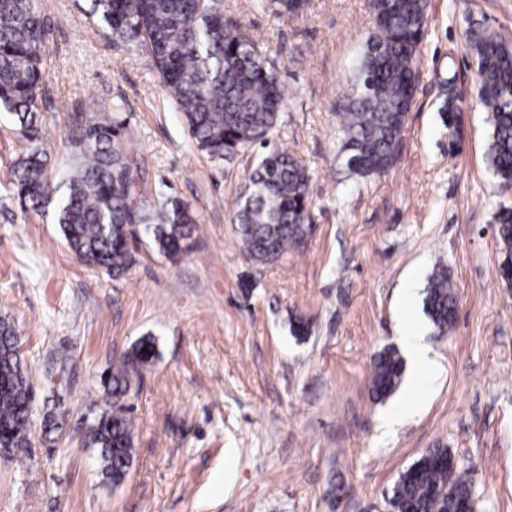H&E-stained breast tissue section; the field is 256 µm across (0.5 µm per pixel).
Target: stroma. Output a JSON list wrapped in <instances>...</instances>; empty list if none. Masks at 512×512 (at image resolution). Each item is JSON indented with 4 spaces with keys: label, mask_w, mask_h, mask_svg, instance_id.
Returning a JSON list of instances; mask_svg holds the SVG:
<instances>
[{
    "label": "stroma",
    "mask_w": 512,
    "mask_h": 512,
    "mask_svg": "<svg viewBox=\"0 0 512 512\" xmlns=\"http://www.w3.org/2000/svg\"><path fill=\"white\" fill-rule=\"evenodd\" d=\"M39 4L53 176L69 166L61 103L95 107L136 140L148 201L178 198L198 225L176 258L144 242L119 278L85 267L52 211L14 199L10 164L24 144L0 112V318L19 336L35 423L28 447L0 454V512H389L398 475L438 446L472 481L476 512H512V288L499 279L492 228L512 192L489 171L464 37L483 21L512 35V0H428L400 158L364 180L338 152L334 105L363 50L371 0H307L295 19L224 0L283 63L290 96L277 142L309 172L303 251L259 268L232 223L256 151L210 160L147 58L91 32L84 0ZM438 262L455 286L453 328L437 335L422 301L413 306L437 372L405 375L378 401L371 366L402 345V285L413 274L427 281ZM297 317L306 338L291 333ZM148 334L157 356L127 400L133 460L115 486L83 434L106 405L102 374ZM55 395L66 414L47 436ZM409 398L418 410L384 427Z\"/></svg>",
    "instance_id": "stroma-1"
}]
</instances>
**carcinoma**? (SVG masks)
<instances>
[{
  "instance_id": "obj_1",
  "label": "carcinoma",
  "mask_w": 512,
  "mask_h": 512,
  "mask_svg": "<svg viewBox=\"0 0 512 512\" xmlns=\"http://www.w3.org/2000/svg\"><path fill=\"white\" fill-rule=\"evenodd\" d=\"M91 30L145 54L197 147L213 160L244 149L260 158L235 200L234 218L245 256L255 265L301 249L311 231L308 171L274 140L289 97L280 64L224 14V0H87ZM372 28L351 86L336 105L347 170L361 178L390 170L399 155L406 116L419 77L421 44L430 23L428 0H372ZM473 53L477 104L491 128L488 163L512 186V38L482 23L466 31ZM47 27L37 0H0V112L11 115L25 143L12 164V191L22 208L53 207L70 249L87 267L122 274L134 260L139 227L152 247L178 256L196 219L176 198L153 207L135 191L141 171L136 140L124 124L85 108L69 114L70 165L52 185L44 148L42 71ZM502 281L512 285V209L496 216ZM437 334L456 319V292L438 262L424 297ZM13 325L0 319V451L24 448L31 433L32 388ZM156 357L152 338L135 342L101 378L112 397L88 426L85 443L97 449L104 479L122 483L131 466L134 425L125 401L139 389ZM405 362L386 347L373 359L370 383L379 398L400 387ZM390 512H475L472 484L446 448H430L402 472L388 498Z\"/></svg>"
}]
</instances>
